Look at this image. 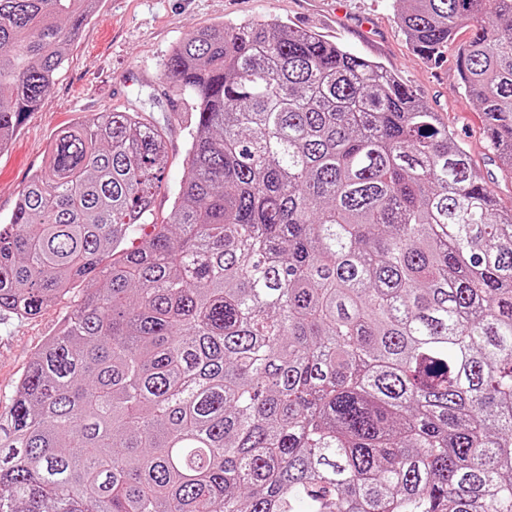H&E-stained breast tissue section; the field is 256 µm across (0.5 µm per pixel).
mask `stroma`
Here are the masks:
<instances>
[{
  "label": "stroma",
  "mask_w": 512,
  "mask_h": 512,
  "mask_svg": "<svg viewBox=\"0 0 512 512\" xmlns=\"http://www.w3.org/2000/svg\"><path fill=\"white\" fill-rule=\"evenodd\" d=\"M398 0H99L92 19L66 48L50 94L0 151V217L12 211L56 131L83 116L139 112L168 127V164L156 211L168 215L186 168L191 108L162 72L172 46L220 21L276 20L321 34L359 56L381 62L453 131L503 207L512 206V171L484 135L482 112L466 92L455 60L458 43L438 59L417 53L404 35ZM83 294L75 287L39 315L0 314V409L8 405L29 361L56 333Z\"/></svg>",
  "instance_id": "35a3bbf8"
}]
</instances>
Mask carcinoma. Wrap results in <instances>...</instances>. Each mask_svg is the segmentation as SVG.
<instances>
[{
  "mask_svg": "<svg viewBox=\"0 0 512 512\" xmlns=\"http://www.w3.org/2000/svg\"><path fill=\"white\" fill-rule=\"evenodd\" d=\"M512 169V0H399ZM95 0H0V149ZM167 128L57 132L0 221V312L88 281L0 411V512H512V209L380 63L278 21L162 63Z\"/></svg>",
  "mask_w": 512,
  "mask_h": 512,
  "instance_id": "obj_1",
  "label": "carcinoma"
}]
</instances>
